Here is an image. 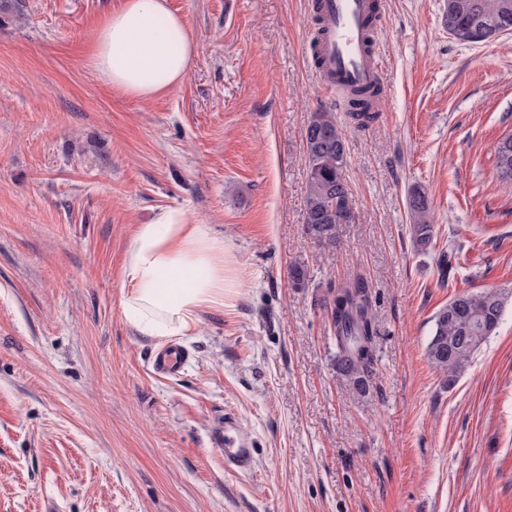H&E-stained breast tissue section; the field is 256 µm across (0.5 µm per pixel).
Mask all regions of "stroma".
<instances>
[{"instance_id":"35a3bbf8","label":"stroma","mask_w":512,"mask_h":512,"mask_svg":"<svg viewBox=\"0 0 512 512\" xmlns=\"http://www.w3.org/2000/svg\"><path fill=\"white\" fill-rule=\"evenodd\" d=\"M312 2L168 0L198 51L141 100L88 67L122 0H0V512H512V184L496 167L512 34L463 44L445 0H380L385 88L360 129L314 62ZM322 110L346 131L356 215L332 247L305 232L304 131ZM165 207L223 237L244 283L170 342L121 308L130 237ZM359 277L376 329L362 393L325 306ZM485 290L507 294L503 320L447 379L433 318ZM170 345L184 364L155 372ZM228 409L251 473L214 442ZM408 210L412 224L409 231L416 248L422 252H428L434 241V224H431V209L426 193L419 189H413L407 199Z\"/></svg>"}]
</instances>
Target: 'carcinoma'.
Returning <instances> with one entry per match:
<instances>
[{
    "label": "carcinoma",
    "instance_id": "1",
    "mask_svg": "<svg viewBox=\"0 0 512 512\" xmlns=\"http://www.w3.org/2000/svg\"><path fill=\"white\" fill-rule=\"evenodd\" d=\"M445 21L456 35L476 34V42H492L512 33V0H446ZM382 95L379 86L357 88L347 96V110L354 120L365 124L374 119V107ZM308 162L306 198L307 234L322 245L336 240V225L355 219L352 194L346 178V134L333 112L312 113L304 132ZM497 168L512 182V135L498 146ZM412 224L409 231L416 248L428 251L434 241V225L426 193L416 188L407 199ZM507 297L497 291L464 292L434 316L433 335L427 355L448 380L467 364L482 344L496 332ZM371 290L363 279L331 292V309L339 365L355 390L367 388L373 364L375 327L371 316Z\"/></svg>",
    "mask_w": 512,
    "mask_h": 512
}]
</instances>
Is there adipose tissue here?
Returning <instances> with one entry per match:
<instances>
[{
    "instance_id": "obj_1",
    "label": "adipose tissue",
    "mask_w": 512,
    "mask_h": 512,
    "mask_svg": "<svg viewBox=\"0 0 512 512\" xmlns=\"http://www.w3.org/2000/svg\"><path fill=\"white\" fill-rule=\"evenodd\" d=\"M197 44L167 0H124L95 30L89 64L118 93L147 100L184 79ZM222 237L189 210L167 207L138 225L123 273L122 310L137 335H196L201 309L239 283Z\"/></svg>"
}]
</instances>
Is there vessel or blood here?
Instances as JSON below:
<instances>
[{
    "label": "vessel or blood",
    "instance_id": "b4317fda",
    "mask_svg": "<svg viewBox=\"0 0 512 512\" xmlns=\"http://www.w3.org/2000/svg\"><path fill=\"white\" fill-rule=\"evenodd\" d=\"M372 3L373 0H320L325 31L317 51L329 86L344 90L381 84L382 68L369 45L374 34L366 25ZM184 361L180 349L168 347L154 356L153 368L162 374H172ZM223 451L226 469L236 473L252 470V443L240 431L239 415L231 410L224 413Z\"/></svg>",
    "mask_w": 512,
    "mask_h": 512
}]
</instances>
